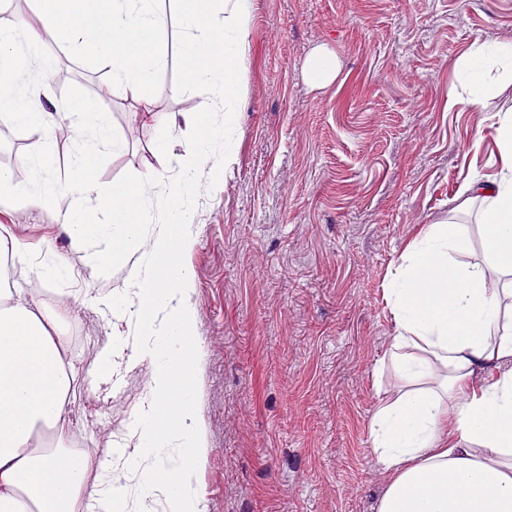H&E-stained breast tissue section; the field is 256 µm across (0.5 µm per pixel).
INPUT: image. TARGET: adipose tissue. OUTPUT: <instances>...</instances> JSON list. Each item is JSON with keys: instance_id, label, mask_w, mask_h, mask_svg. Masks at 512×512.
<instances>
[{"instance_id": "ef3b65f1", "label": "adipose tissue", "mask_w": 512, "mask_h": 512, "mask_svg": "<svg viewBox=\"0 0 512 512\" xmlns=\"http://www.w3.org/2000/svg\"><path fill=\"white\" fill-rule=\"evenodd\" d=\"M212 2L179 0L174 36L158 0H34L30 19H0V61L11 75L0 82V123L20 138L38 137L27 162L42 174L19 184L0 168V194L64 209L73 243L99 241L101 267L126 262L144 244L130 280L139 298L136 331L146 339L136 355L153 365L148 397L135 416V448L110 449L101 472L89 477L86 456L66 444L75 379L64 361L68 310H46L23 289L0 285V512H124L127 492L112 482L116 461L142 472L141 498L161 489L166 512H201L193 477L208 445L196 386V314L187 300L194 283L184 256L195 242L196 180L224 172L235 149L236 115L224 104L240 95L252 12V0H224L219 22ZM50 40L71 42L109 67L113 81L146 110V89L168 56H176L186 84L212 93L224 121L214 123L206 112H152L160 131L154 154H169L167 132L176 123L189 132L179 178L161 194L156 171L103 192L96 178L101 149L117 142L107 99L73 97L64 117L74 137L94 127L95 144L71 156L70 178L58 184L50 176L52 95L32 79L33 66L52 69L44 52ZM497 66L512 70L511 41H476L459 54L456 76L471 111H482L493 97L490 73ZM494 140L499 177L465 181L456 196L459 209L480 206L484 263L455 260L468 245L460 225L429 224L408 243L385 288L395 385L369 429L385 478L377 512H512V305L493 285L495 277L512 276V106L499 113ZM92 196L96 214L84 206ZM156 216L162 230L144 241L141 228Z\"/></svg>"}]
</instances>
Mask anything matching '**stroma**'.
I'll return each instance as SVG.
<instances>
[{
	"instance_id": "1",
	"label": "stroma",
	"mask_w": 512,
	"mask_h": 512,
	"mask_svg": "<svg viewBox=\"0 0 512 512\" xmlns=\"http://www.w3.org/2000/svg\"><path fill=\"white\" fill-rule=\"evenodd\" d=\"M487 39L512 41V0H254L237 148L224 174L197 181L196 242L184 256L201 338L209 453L194 483L203 512H377L385 481L368 427L378 386L394 381L376 371L394 328L387 278L424 224L466 225L472 257L483 252L480 207L457 210L455 196L465 180L497 173L490 132L512 104V83L480 112L448 99L459 90L455 58ZM319 48L338 59L324 86L305 72ZM111 81L69 48L47 78L59 108ZM148 95L161 112L208 110L207 93L184 83L173 57ZM110 120L120 145L104 151L101 186L149 170L178 176L180 129L172 155L153 154L152 121L119 86ZM65 220L0 198V226L30 261L51 253L71 271L15 283L38 304L68 305L84 333L70 357L72 434L103 452L130 448L152 373L129 361L138 257L101 270L97 241L74 244Z\"/></svg>"
}]
</instances>
